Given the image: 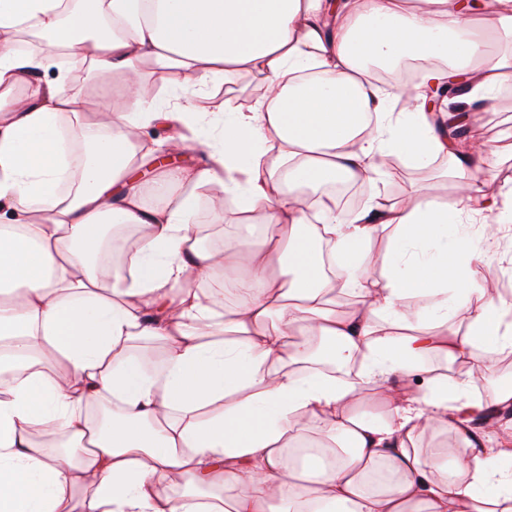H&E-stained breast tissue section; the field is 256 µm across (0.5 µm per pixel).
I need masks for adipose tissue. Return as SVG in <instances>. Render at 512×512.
I'll use <instances>...</instances> for the list:
<instances>
[{"label":"adipose tissue","instance_id":"ef3b65f1","mask_svg":"<svg viewBox=\"0 0 512 512\" xmlns=\"http://www.w3.org/2000/svg\"><path fill=\"white\" fill-rule=\"evenodd\" d=\"M24 30L49 50H16ZM509 41L512 0H0V375H16L0 512H512V448L475 446L468 395L484 351L512 354V297L471 275L512 227V189L486 197L475 174L496 149L457 143V115L428 105L443 84L492 99L512 82V50L492 45ZM58 47L68 71L41 79ZM406 60L425 63L415 89L373 81ZM147 61L195 75L179 110L141 94ZM240 74L262 95L189 146L209 83ZM115 77L121 107L85 103ZM154 119L167 155L202 161L145 171ZM393 156L447 158L458 196L424 184L342 212L327 186L374 181ZM203 187L236 203L219 249L192 228ZM116 224L148 229L131 281L100 264ZM319 345L355 377L304 371ZM369 386L382 413L356 407ZM430 421L456 442L423 455Z\"/></svg>","mask_w":512,"mask_h":512}]
</instances>
